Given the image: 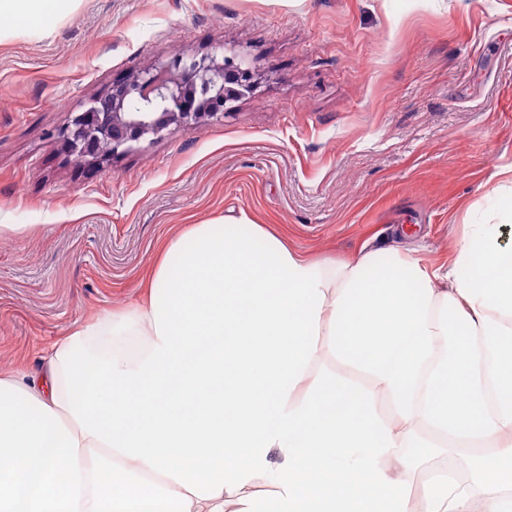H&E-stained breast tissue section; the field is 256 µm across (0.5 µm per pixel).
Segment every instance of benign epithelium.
<instances>
[{
    "mask_svg": "<svg viewBox=\"0 0 512 512\" xmlns=\"http://www.w3.org/2000/svg\"><path fill=\"white\" fill-rule=\"evenodd\" d=\"M252 78L240 61L175 51L91 98L71 117L64 147L80 163L103 162L173 126L224 117L226 105L252 87Z\"/></svg>",
    "mask_w": 512,
    "mask_h": 512,
    "instance_id": "benign-epithelium-1",
    "label": "benign epithelium"
}]
</instances>
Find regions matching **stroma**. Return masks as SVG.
I'll return each instance as SVG.
<instances>
[{
	"label": "stroma",
	"instance_id": "stroma-1",
	"mask_svg": "<svg viewBox=\"0 0 512 512\" xmlns=\"http://www.w3.org/2000/svg\"><path fill=\"white\" fill-rule=\"evenodd\" d=\"M176 50L242 61L257 87L97 169L64 151L73 113ZM511 187L512 0H78L0 41V378L39 383L193 225L434 270Z\"/></svg>",
	"mask_w": 512,
	"mask_h": 512
}]
</instances>
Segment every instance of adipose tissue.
I'll use <instances>...</instances> for the list:
<instances>
[{"label":"adipose tissue","instance_id":"obj_1","mask_svg":"<svg viewBox=\"0 0 512 512\" xmlns=\"http://www.w3.org/2000/svg\"><path fill=\"white\" fill-rule=\"evenodd\" d=\"M72 3L0 0V39ZM499 235L472 225L439 272L195 225L145 301L52 346L43 386L0 380V512H512Z\"/></svg>","mask_w":512,"mask_h":512}]
</instances>
